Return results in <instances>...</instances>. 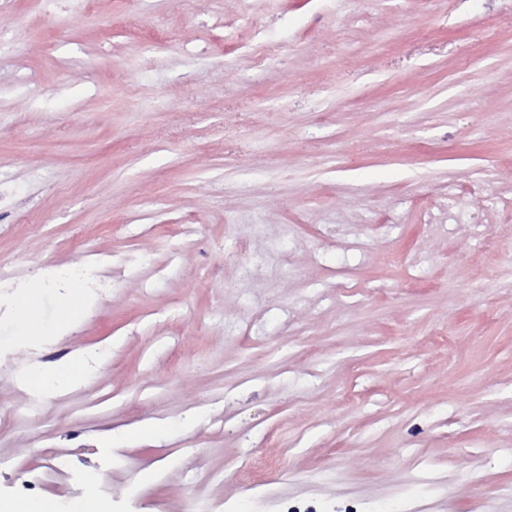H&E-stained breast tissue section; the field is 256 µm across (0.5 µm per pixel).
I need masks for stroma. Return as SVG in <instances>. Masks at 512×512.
<instances>
[{
    "label": "stroma",
    "mask_w": 512,
    "mask_h": 512,
    "mask_svg": "<svg viewBox=\"0 0 512 512\" xmlns=\"http://www.w3.org/2000/svg\"><path fill=\"white\" fill-rule=\"evenodd\" d=\"M0 183V350L112 346L39 419L0 368V504L512 512V0H0ZM44 286L47 288H60L68 286V296L62 308L63 324H67L78 315L79 310L76 307L78 296L81 294L80 287H69L72 282H79L90 293L98 294L107 283L95 277L90 271L89 264L70 267L67 272L60 273L51 265H45L40 268ZM25 286L26 283L11 268L0 266V314L6 310V298ZM271 512H420L414 503L405 498L388 502H377L371 499H345L336 497L309 502L281 499Z\"/></svg>",
    "instance_id": "35a3bbf8"
}]
</instances>
